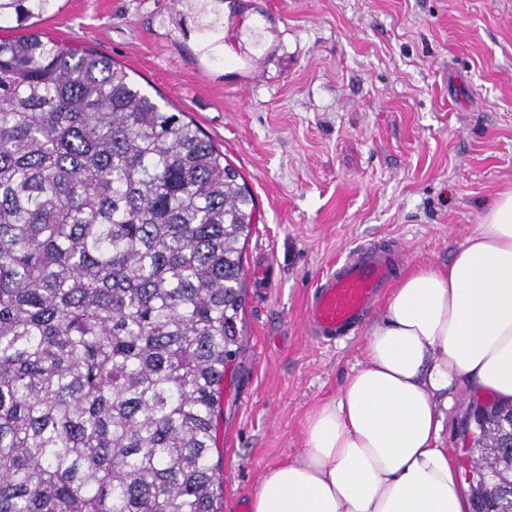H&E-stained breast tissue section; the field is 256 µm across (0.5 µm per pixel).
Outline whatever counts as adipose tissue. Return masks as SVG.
Instances as JSON below:
<instances>
[{
	"label": "adipose tissue",
	"mask_w": 512,
	"mask_h": 512,
	"mask_svg": "<svg viewBox=\"0 0 512 512\" xmlns=\"http://www.w3.org/2000/svg\"><path fill=\"white\" fill-rule=\"evenodd\" d=\"M462 385L512 400L510 189L447 267L397 283L365 363L308 416L304 450L264 473L251 512H471L441 446Z\"/></svg>",
	"instance_id": "1"
}]
</instances>
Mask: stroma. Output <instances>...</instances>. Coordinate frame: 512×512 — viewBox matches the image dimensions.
<instances>
[{"label": "stroma", "instance_id": "1", "mask_svg": "<svg viewBox=\"0 0 512 512\" xmlns=\"http://www.w3.org/2000/svg\"><path fill=\"white\" fill-rule=\"evenodd\" d=\"M224 42L202 52L206 18ZM36 31L111 59L184 112L260 211L224 382L219 512L304 448L308 415L365 360L367 328L311 340L306 299L356 246L389 240L403 272L444 266L512 188V0H60ZM485 394L460 386L441 444Z\"/></svg>", "mask_w": 512, "mask_h": 512}]
</instances>
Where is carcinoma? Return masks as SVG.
I'll list each match as a JSON object with an SVG mask.
<instances>
[{
	"instance_id": "carcinoma-1",
	"label": "carcinoma",
	"mask_w": 512,
	"mask_h": 512,
	"mask_svg": "<svg viewBox=\"0 0 512 512\" xmlns=\"http://www.w3.org/2000/svg\"><path fill=\"white\" fill-rule=\"evenodd\" d=\"M57 0H0L23 28ZM90 50L0 38V512H217L216 420L257 203ZM512 404L475 466L512 497Z\"/></svg>"
}]
</instances>
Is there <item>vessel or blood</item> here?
<instances>
[{
    "label": "vessel or blood",
    "instance_id": "b4317fda",
    "mask_svg": "<svg viewBox=\"0 0 512 512\" xmlns=\"http://www.w3.org/2000/svg\"><path fill=\"white\" fill-rule=\"evenodd\" d=\"M401 265L398 248L364 245L318 279L307 307L312 339L332 343L360 328Z\"/></svg>",
    "mask_w": 512,
    "mask_h": 512
}]
</instances>
